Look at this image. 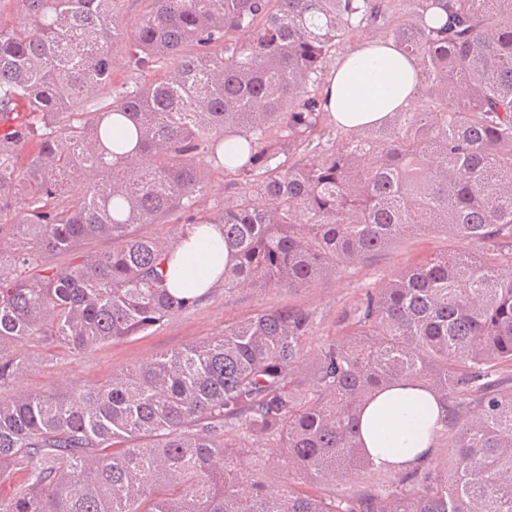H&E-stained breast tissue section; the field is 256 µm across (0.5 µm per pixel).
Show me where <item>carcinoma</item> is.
Here are the masks:
<instances>
[{
  "label": "carcinoma",
  "mask_w": 512,
  "mask_h": 512,
  "mask_svg": "<svg viewBox=\"0 0 512 512\" xmlns=\"http://www.w3.org/2000/svg\"><path fill=\"white\" fill-rule=\"evenodd\" d=\"M14 2L22 22L0 30V388L27 370V342L87 351L196 306L167 287L186 225L222 227L226 293L310 288L430 226L494 260L431 256L367 291L311 372L310 313L260 306L103 384L0 398V480L25 474L0 512H512V386L498 382L512 278L496 270L512 262V0H152L127 66L166 75L143 86L112 80L124 0ZM371 26L416 60L426 104L346 128L321 88ZM214 163L230 180L203 213ZM86 169L97 178L67 197ZM16 209L25 219L7 223ZM172 221L169 238L138 231ZM91 239L112 249L55 262ZM396 384L446 408L451 462L389 473L363 452L361 413ZM472 398L480 412L458 422ZM276 464L328 494L268 482ZM354 471L390 477L336 492Z\"/></svg>",
  "instance_id": "obj_1"
}]
</instances>
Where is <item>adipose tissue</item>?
Here are the masks:
<instances>
[{"mask_svg": "<svg viewBox=\"0 0 512 512\" xmlns=\"http://www.w3.org/2000/svg\"><path fill=\"white\" fill-rule=\"evenodd\" d=\"M323 95L332 118L348 128L382 121L399 108L413 110L414 62L383 40L361 37L330 72ZM226 259L218 227L193 228L169 264L171 290L204 295ZM444 418L445 409L432 394L416 387L387 389L361 414L364 448L378 467L410 469L432 453Z\"/></svg>", "mask_w": 512, "mask_h": 512, "instance_id": "obj_1", "label": "adipose tissue"}]
</instances>
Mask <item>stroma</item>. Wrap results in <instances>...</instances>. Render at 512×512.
<instances>
[{
  "instance_id": "obj_1",
  "label": "stroma",
  "mask_w": 512,
  "mask_h": 512,
  "mask_svg": "<svg viewBox=\"0 0 512 512\" xmlns=\"http://www.w3.org/2000/svg\"><path fill=\"white\" fill-rule=\"evenodd\" d=\"M447 251L478 257L486 254L482 243L458 238L438 227L392 239L367 263L345 268L333 281L305 290L267 294L245 288L228 294L217 287L198 307L164 320L144 336H132L86 352L49 350L38 342L21 345L19 351L29 368L19 386L42 391L102 383L113 374L146 363L159 354L213 335L225 322L268 303L294 305L313 313L314 321L301 339L302 352L311 362L325 344L340 335L341 316L367 290L398 278L423 257Z\"/></svg>"
}]
</instances>
